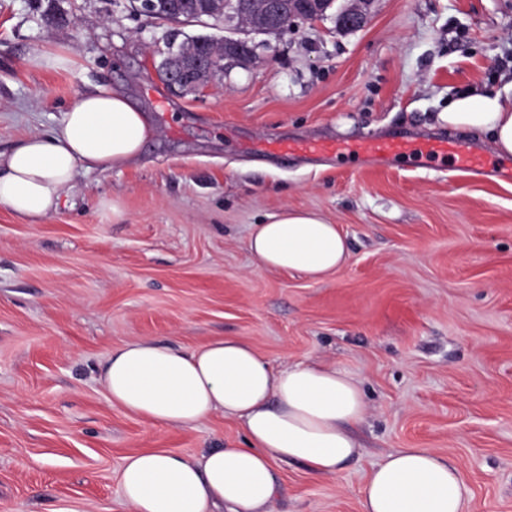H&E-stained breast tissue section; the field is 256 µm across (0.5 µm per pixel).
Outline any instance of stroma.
<instances>
[{"instance_id":"stroma-1","label":"stroma","mask_w":512,"mask_h":512,"mask_svg":"<svg viewBox=\"0 0 512 512\" xmlns=\"http://www.w3.org/2000/svg\"><path fill=\"white\" fill-rule=\"evenodd\" d=\"M197 36L247 37L256 58L173 96L157 69ZM48 50L72 66L29 65ZM119 86L158 130L142 158L79 175L46 219L0 206V512H129L127 456L240 441L219 414L152 425L100 382L125 341L218 336L361 383L358 456L333 477L280 465L279 512H361L366 474L404 448L458 464L468 512H512V178L255 149L411 132L495 158L442 114L462 92L512 98V0H372L360 30L328 18L280 35L161 22L138 0H0L1 153ZM287 206L337 224L346 267L316 282L257 266L253 227Z\"/></svg>"}]
</instances>
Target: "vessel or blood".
I'll return each mask as SVG.
<instances>
[{
	"label": "vessel or blood",
	"instance_id": "1",
	"mask_svg": "<svg viewBox=\"0 0 512 512\" xmlns=\"http://www.w3.org/2000/svg\"><path fill=\"white\" fill-rule=\"evenodd\" d=\"M282 154H334L357 158H425L444 162L451 168L481 176H500L499 165L487 162L472 146L445 137H413L407 134L391 137H365L354 141L320 142L314 140L283 142Z\"/></svg>",
	"mask_w": 512,
	"mask_h": 512
}]
</instances>
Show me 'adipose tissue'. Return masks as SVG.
Instances as JSON below:
<instances>
[{"label":"adipose tissue","instance_id":"obj_1","mask_svg":"<svg viewBox=\"0 0 512 512\" xmlns=\"http://www.w3.org/2000/svg\"><path fill=\"white\" fill-rule=\"evenodd\" d=\"M442 118L450 129L489 134L497 153L512 154V105L500 92L459 96ZM156 134L122 91L82 96L49 134L0 153V205L46 218L80 173L125 168ZM249 249L259 267L313 281L342 269L350 254L337 225L290 207L255 225ZM101 381L112 405L153 424L192 428L220 414L245 435L244 445L192 457L166 449L126 457L120 484L131 512H276L279 465L300 461L333 476L358 454L351 428L366 412L362 388L329 362L276 369L236 337L191 350L133 339L112 349ZM468 498L460 468L424 448L388 454L360 491L362 512H465Z\"/></svg>","mask_w":512,"mask_h":512}]
</instances>
